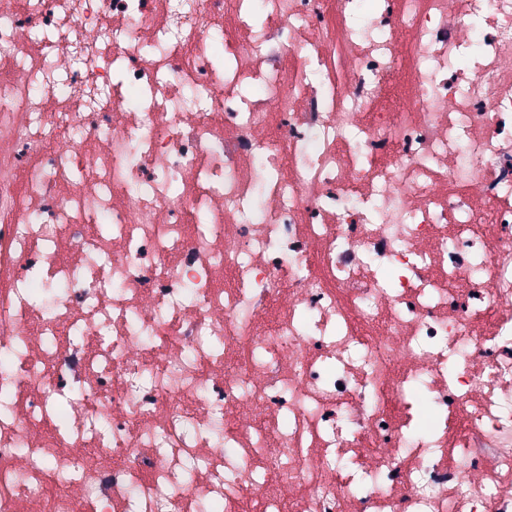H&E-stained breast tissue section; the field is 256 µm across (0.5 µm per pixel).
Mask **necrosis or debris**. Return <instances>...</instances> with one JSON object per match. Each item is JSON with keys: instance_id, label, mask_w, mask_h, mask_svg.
Here are the masks:
<instances>
[{"instance_id": "necrosis-or-debris-1", "label": "necrosis or debris", "mask_w": 512, "mask_h": 512, "mask_svg": "<svg viewBox=\"0 0 512 512\" xmlns=\"http://www.w3.org/2000/svg\"><path fill=\"white\" fill-rule=\"evenodd\" d=\"M512 512V0H0V512Z\"/></svg>"}]
</instances>
